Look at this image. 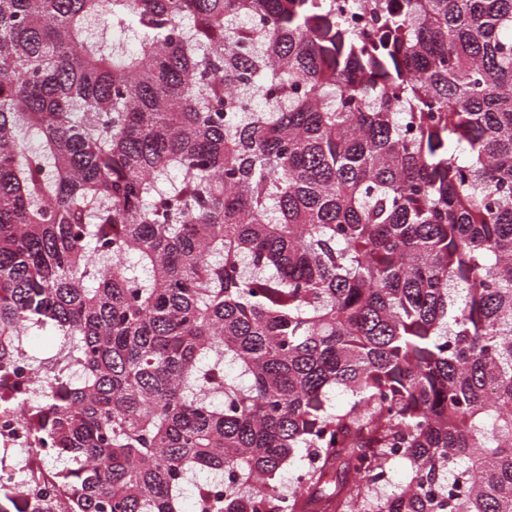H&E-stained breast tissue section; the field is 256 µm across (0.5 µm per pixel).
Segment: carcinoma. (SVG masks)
Instances as JSON below:
<instances>
[{"mask_svg": "<svg viewBox=\"0 0 512 512\" xmlns=\"http://www.w3.org/2000/svg\"><path fill=\"white\" fill-rule=\"evenodd\" d=\"M0 410V512H512V0H0ZM27 349L37 361L50 356L54 349V336L51 331L46 329L32 332L27 338Z\"/></svg>", "mask_w": 512, "mask_h": 512, "instance_id": "cac0c4a2", "label": "carcinoma"}]
</instances>
